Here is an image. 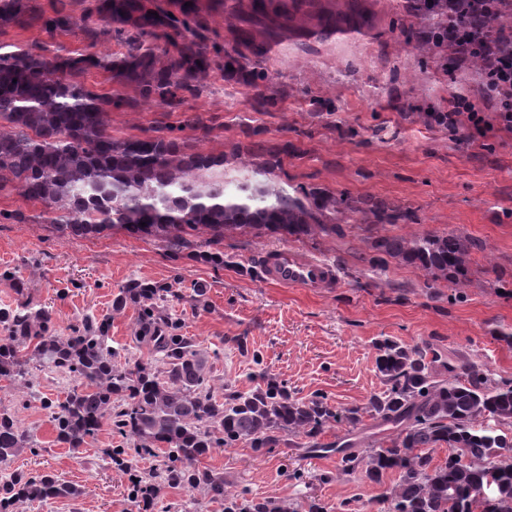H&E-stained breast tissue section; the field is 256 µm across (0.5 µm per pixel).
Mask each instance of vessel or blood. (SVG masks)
Masks as SVG:
<instances>
[{
  "label": "vessel or blood",
  "instance_id": "vessel-or-blood-1",
  "mask_svg": "<svg viewBox=\"0 0 512 512\" xmlns=\"http://www.w3.org/2000/svg\"><path fill=\"white\" fill-rule=\"evenodd\" d=\"M347 30L337 27L335 21L328 20L318 26L296 33V40H333L346 36ZM267 282L283 288H304L333 290L341 285L336 269L331 264L287 247L267 250L261 259Z\"/></svg>",
  "mask_w": 512,
  "mask_h": 512
}]
</instances>
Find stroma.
I'll list each match as a JSON object with an SVG mask.
<instances>
[{
  "instance_id": "obj_1",
  "label": "stroma",
  "mask_w": 512,
  "mask_h": 512,
  "mask_svg": "<svg viewBox=\"0 0 512 512\" xmlns=\"http://www.w3.org/2000/svg\"><path fill=\"white\" fill-rule=\"evenodd\" d=\"M225 0H197L199 33L208 44L235 52L245 72L263 71L259 87L226 77L214 67L206 83L180 102H144L136 86L116 87L109 73L91 70L84 86L96 93L120 92L131 106L111 109L113 135L145 137L154 128L184 124L188 150L221 152L232 179L242 178V153L254 141L265 144L263 158L279 161L282 184L319 188L413 212L404 224L344 218L343 235L316 234L302 239L268 229L227 232L220 245L223 266L197 260L192 250L172 249L151 237L115 228L75 238L41 223V205L18 190L0 191V209L19 210L22 224H0V308L19 295L7 272L29 281L30 301L52 314L56 335L80 326L85 315L110 318L112 344L135 358H149L151 345L137 342L139 307L114 311L115 296L129 280L172 289L164 313L198 349L210 355L208 385L216 398L227 387L246 391L267 372L289 393L324 397L337 410L356 408L357 425L329 424L323 443L362 450L388 437L391 426L371 419L366 408L380 391L377 346L391 340L403 346L436 349L444 359H468L495 378L512 380V296L498 292L496 279L512 281V131L494 130L469 137L466 128L448 131L417 122L420 112L448 109V91H476L479 71L463 64L448 74L441 54L417 58L403 26L416 20L407 0H318L322 12L345 19L359 35L335 45L291 41L298 26H313L317 16L295 21L256 16L245 8L229 10ZM25 26L0 28V45L40 51L47 57L75 52L112 58L124 50L132 24L112 23L111 33L88 38L80 28L47 34L40 13L61 8L74 19L99 26L96 0H29ZM252 27L258 37L278 34L288 51L270 62L239 48L236 32ZM196 119L200 128H189ZM465 234L480 244L472 254V274L464 285L432 284L401 260L386 268L365 261L371 244L391 236L423 233ZM290 246L333 263L342 285L332 292L278 288L266 282L257 257L267 249ZM201 307H194L196 289ZM77 385L48 360L34 363L28 380H0V410L12 413L32 438L0 475L14 470L50 472L73 484L77 499L22 501L16 512H141L131 498L130 476L103 455L128 442L105 424L80 451L57 443L46 401H61ZM306 439L283 436L255 453L241 443L205 458L224 474L227 490L241 496L276 498L298 505L316 500L326 512H387L382 495L397 475L381 483L363 473L339 474V458L306 455ZM196 500L199 512H224L201 490L160 484L151 512H180Z\"/></svg>"
}]
</instances>
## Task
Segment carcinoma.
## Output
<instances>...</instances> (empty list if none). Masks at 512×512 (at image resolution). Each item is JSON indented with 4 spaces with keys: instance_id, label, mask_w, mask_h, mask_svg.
Instances as JSON below:
<instances>
[{
    "instance_id": "obj_1",
    "label": "carcinoma",
    "mask_w": 512,
    "mask_h": 512,
    "mask_svg": "<svg viewBox=\"0 0 512 512\" xmlns=\"http://www.w3.org/2000/svg\"><path fill=\"white\" fill-rule=\"evenodd\" d=\"M29 0H0V26L21 24ZM436 18L428 30L406 31L424 54L445 45L446 20L432 4L420 6ZM99 19L106 24L128 21L137 35L126 38V51L114 59L92 54L47 58L32 50L0 46V190L15 185L27 200L43 206L42 223L77 237L95 236L118 227L133 236H151L177 247H191L189 232L211 234L208 250L199 257L224 264V252L211 249L224 232L250 227L283 236L317 232L340 234L336 214L348 208L347 198L317 188H288L273 180L275 164L257 166L249 178L228 190L224 153L184 150L181 126L157 128L143 138L115 137L108 130L109 109L126 104L86 89L80 74L91 67L112 73V81L136 85L143 99L168 102L182 91L198 88L209 77L210 54H224V65L238 69L229 52L194 42L178 57L162 62L144 38L170 41L173 35L196 34L192 7L161 29L151 0H99ZM505 16L501 0H486L472 26L483 27ZM45 32H68L88 20H75L55 10L42 15ZM371 213L387 224L410 219L401 208H375ZM479 244L454 232L391 237L372 245L369 258L381 266L401 259L433 283L459 284L470 273L471 250ZM169 288L132 280L119 289L114 307H140L143 321L138 338L161 356L153 361L127 358L111 346L110 320L83 318L67 336L54 335L51 314L33 309L29 300L0 309V379L22 381L30 364L49 357L62 374L79 381L61 402L47 401L56 441L83 447L106 422L132 444L131 458L123 448L107 451L119 468L146 454H164L163 481L171 487L200 489L224 512H298L291 503L272 498H245L224 488V475L200 466L216 448L248 442L260 452L279 442L283 433L302 434L305 451L340 455L341 472L364 471L379 483L388 470L398 478L386 492L390 512H512V384L499 381L481 364L444 363L441 356L392 341L379 344L377 367L384 390L368 405L371 415L399 426L386 447L363 456L318 441L330 422L359 421V410L339 413L322 397L304 400L288 393L278 380L262 374V385L248 391L230 389L218 401L207 387L208 358L186 338L170 333L163 317ZM31 443L14 416L0 411V463ZM452 450L442 463L433 452ZM155 476L134 481L133 498L153 497ZM76 487L51 473L16 471L0 480V512H14L22 500L75 497Z\"/></svg>"
}]
</instances>
